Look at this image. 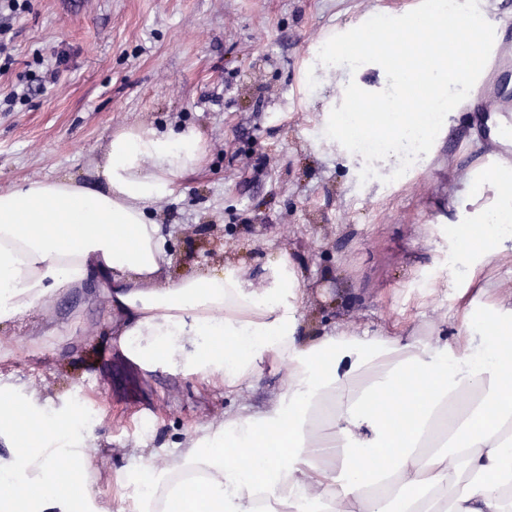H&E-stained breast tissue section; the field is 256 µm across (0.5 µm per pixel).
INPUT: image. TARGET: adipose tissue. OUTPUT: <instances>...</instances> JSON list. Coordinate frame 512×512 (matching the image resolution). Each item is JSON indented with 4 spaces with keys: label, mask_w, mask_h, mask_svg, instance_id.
<instances>
[{
    "label": "adipose tissue",
    "mask_w": 512,
    "mask_h": 512,
    "mask_svg": "<svg viewBox=\"0 0 512 512\" xmlns=\"http://www.w3.org/2000/svg\"><path fill=\"white\" fill-rule=\"evenodd\" d=\"M196 130L137 123L111 132L85 183L70 176L0 189V325L46 296L99 277L123 319L125 349L233 393L266 362L288 386L263 413L230 415L191 440L147 481L130 512H512V294L484 302L481 267L512 233V169L474 177L448 236L470 266L449 331L415 336L305 329L297 269L270 258L267 284L245 269L207 268L170 280L166 243L148 206L204 163ZM492 192L489 205L476 195ZM65 225L58 234L56 225ZM42 421L31 440L20 413ZM36 395L0 393V512H108L87 487L60 482L87 462L89 431ZM282 445L279 456L265 452Z\"/></svg>",
    "instance_id": "obj_1"
}]
</instances>
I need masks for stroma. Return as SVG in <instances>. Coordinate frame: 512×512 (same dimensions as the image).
<instances>
[{
  "mask_svg": "<svg viewBox=\"0 0 512 512\" xmlns=\"http://www.w3.org/2000/svg\"><path fill=\"white\" fill-rule=\"evenodd\" d=\"M416 0H27L0 55V188L62 174L89 180L109 131L143 121L184 126L206 141L200 171L153 205L179 278L240 264L265 283L274 253L301 273L308 325L428 339L459 308L466 270L448 245V216L497 147L486 123L512 66L467 110L450 113L428 154L396 181L361 180L322 129L348 72L314 71L318 41ZM55 70L47 92L5 104L20 78ZM112 292L97 281L47 296L0 327V388L54 408L91 412L89 487L112 503L118 471L150 466L160 445L207 434L225 413L263 411L283 393L284 366H263L225 395L160 363L145 369L116 334Z\"/></svg>",
  "mask_w": 512,
  "mask_h": 512,
  "instance_id": "obj_1",
  "label": "stroma"
}]
</instances>
